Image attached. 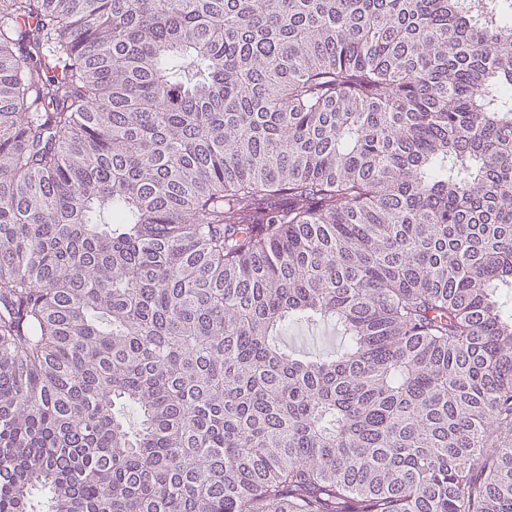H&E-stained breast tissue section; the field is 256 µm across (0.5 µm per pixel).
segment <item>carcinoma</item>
<instances>
[{"label":"carcinoma","mask_w":512,"mask_h":512,"mask_svg":"<svg viewBox=\"0 0 512 512\" xmlns=\"http://www.w3.org/2000/svg\"><path fill=\"white\" fill-rule=\"evenodd\" d=\"M504 288L512 0H0V512H512ZM342 338L336 329L330 326L307 327L300 324H290L281 336V343L288 349L302 354L315 356L336 349Z\"/></svg>","instance_id":"1"}]
</instances>
